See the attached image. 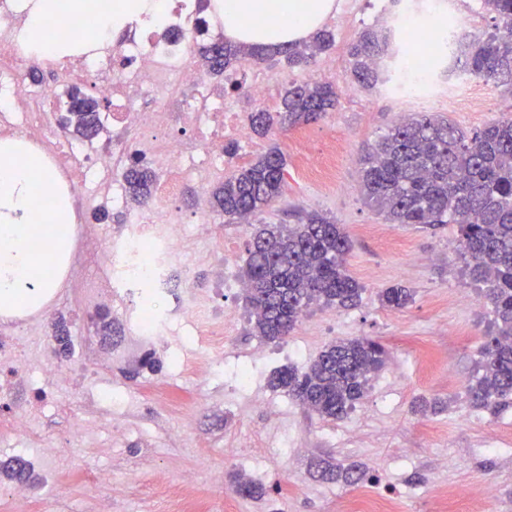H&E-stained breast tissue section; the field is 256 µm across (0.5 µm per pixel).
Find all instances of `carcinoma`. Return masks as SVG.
<instances>
[{"label": "carcinoma", "instance_id": "carcinoma-1", "mask_svg": "<svg viewBox=\"0 0 512 512\" xmlns=\"http://www.w3.org/2000/svg\"><path fill=\"white\" fill-rule=\"evenodd\" d=\"M196 33L202 42L195 53L207 74L246 63L258 65L276 57L291 67H308L334 43L319 30L310 38L260 49L209 33V0H197ZM492 14L493 30L482 40H437L449 59L462 62V71L512 92V0H481ZM416 28L391 43L389 35L364 30L348 48L351 77L362 88L386 82L392 59L411 67L420 56L414 48ZM338 92L328 82L290 84L280 94L278 108L250 115L252 130L261 136L277 128L286 132L315 122L336 109ZM57 122L65 134L95 139L106 129L108 115L98 99L77 86L55 103ZM287 160L273 145L238 166L210 192L212 208L232 223L253 217L283 195ZM365 203L389 224H420L435 231L446 224L458 227L460 257L468 278L484 287L493 318L479 354V369L466 390L470 403L491 413L512 404V117L499 118L467 133L443 117L418 112L393 125L359 160ZM129 200L142 205L153 197L154 170L136 155L122 173ZM295 224H263L255 231L242 280L251 307L255 335L280 342L291 335L313 305L349 309L358 305L363 286L349 273L347 258L353 241L335 218L317 210L295 214ZM382 306L402 310L413 300L410 289L393 285L379 294ZM95 335L111 339L120 328L107 312L93 320ZM55 352L66 358L72 336L62 317L52 322ZM383 344L370 337L333 340L307 368L288 367L273 373L269 386L323 419L340 420L366 396L371 378L387 361ZM0 472L18 483L32 478L30 467L15 458L0 463ZM321 476L352 485L365 477L356 465L325 464ZM236 494L259 499L262 484L237 475Z\"/></svg>", "mask_w": 512, "mask_h": 512}]
</instances>
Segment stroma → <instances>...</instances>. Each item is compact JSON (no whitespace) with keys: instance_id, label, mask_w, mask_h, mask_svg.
I'll return each mask as SVG.
<instances>
[{"instance_id":"obj_1","label":"stroma","mask_w":512,"mask_h":512,"mask_svg":"<svg viewBox=\"0 0 512 512\" xmlns=\"http://www.w3.org/2000/svg\"><path fill=\"white\" fill-rule=\"evenodd\" d=\"M410 0H359L339 5L325 20L335 35L327 59L336 63L291 69L286 63L265 66L273 87L266 104L275 109L282 88L291 82L325 79L335 84V112L294 132L278 135L288 166L283 196L260 219L288 222L289 212L304 208L323 211L343 224L354 247L348 269L364 287L362 300L350 309L312 307L298 328L281 344L263 343L252 332L244 294L214 291L213 270L224 263V247L232 245L241 273L254 228L228 224L210 214L208 223H194L202 186L190 182L178 205L189 219L179 262L170 269L177 302L181 287L209 294L203 313L221 317L235 313L238 322L224 338L222 349L198 344L187 332L153 346L156 370L130 378V357L113 359L99 368L85 339L90 315L100 301L75 295L62 280L50 300L52 309L72 323L74 355L68 378L48 386L57 409L29 415L27 436L0 440V457L13 449L38 450L42 442H60L53 462L56 477L28 487L18 502L0 496V512H92L96 498L111 499L112 512H164L152 496L156 480L175 484L186 471L197 482L188 494L190 512H337L353 487L324 481L316 473L320 461L366 467L368 486L393 491L398 512H432L438 493L457 489L455 512H512V407L493 414L473 408L466 386L479 360L478 349L492 318L478 286L461 272L456 225L438 234L415 224H390L373 211L359 191L358 157L402 116L430 112L473 132L500 116L512 115V95L479 78L463 75L432 85L430 91L408 94L394 83L373 90L354 87L348 76L346 48L368 27L400 14ZM335 140L340 152L336 181L322 184L303 172L300 153L315 154ZM272 140L254 138L245 157L226 159L214 175L243 158L263 153ZM393 285L410 288L413 301L403 310L382 307L379 292ZM370 336L388 349V362L370 382L367 397L344 419L326 420L272 391L268 380L279 368H305L328 342ZM267 355L253 364V385L241 383L240 365L257 346ZM223 359L224 372L207 371L209 358ZM123 403L108 407L105 393ZM269 409H257L254 396ZM440 399L436 413H421L423 399ZM81 414L93 426L113 424L121 437L84 439L68 434L69 413ZM455 465L442 469V456ZM99 465L112 477L96 487L83 481V468ZM239 473L268 490L260 499L236 495L229 483H214V473ZM493 488L484 500L485 488Z\"/></svg>"}]
</instances>
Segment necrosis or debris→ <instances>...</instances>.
<instances>
[{
    "label": "necrosis or debris",
    "mask_w": 512,
    "mask_h": 512,
    "mask_svg": "<svg viewBox=\"0 0 512 512\" xmlns=\"http://www.w3.org/2000/svg\"><path fill=\"white\" fill-rule=\"evenodd\" d=\"M17 5L18 0H0V138L25 137L74 198L85 193L94 174L113 172L104 201L128 214L122 235L81 240L71 260L72 271H79L87 256L95 257L102 272L96 294L119 304L137 346L155 345L188 325L202 329L208 344L218 347L234 326L233 315L200 323L201 301L190 289L174 308L161 311L155 304L157 297L170 292L167 266L180 254L186 233L176 205L182 186L200 180L203 170L223 168L227 138L251 141L243 113L223 108V91L206 86L190 61L195 0H172L161 29L132 22V35L112 56H80L57 63L60 84H87L97 97L111 100L108 145L76 144L65 135H53L48 121L52 94L28 76L42 60L18 42ZM148 97L156 99L155 108L143 107ZM173 127L186 130V137H167ZM133 153L161 174L146 206L130 204L122 190L119 172ZM61 376L60 364L51 357L42 354L28 360L13 339L1 337L0 435L25 433L27 419L18 410L20 394H27L30 402L40 401L47 396V383Z\"/></svg>",
    "instance_id": "necrosis-or-debris-1"
}]
</instances>
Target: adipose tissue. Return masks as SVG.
Instances as JSON below:
<instances>
[{"label":"adipose tissue","mask_w":512,"mask_h":512,"mask_svg":"<svg viewBox=\"0 0 512 512\" xmlns=\"http://www.w3.org/2000/svg\"><path fill=\"white\" fill-rule=\"evenodd\" d=\"M167 0H114L102 8L99 0H23L24 23L18 38L24 48L54 59L80 50L105 47L112 35L128 21L140 17H161ZM226 37L235 41L274 48L298 41L318 29L333 10L334 0H219ZM90 17L95 22L88 38L76 42L52 37L46 24L59 18Z\"/></svg>","instance_id":"ef3b65f1"}]
</instances>
